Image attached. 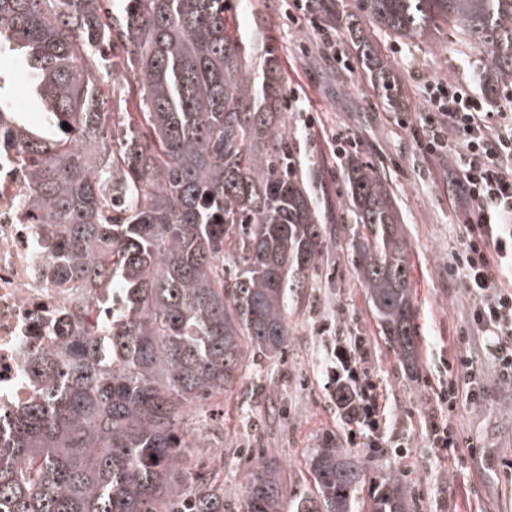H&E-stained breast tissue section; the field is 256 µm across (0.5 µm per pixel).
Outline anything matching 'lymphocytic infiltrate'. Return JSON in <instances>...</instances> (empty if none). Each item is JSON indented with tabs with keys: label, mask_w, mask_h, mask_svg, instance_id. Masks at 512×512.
I'll list each match as a JSON object with an SVG mask.
<instances>
[{
	"label": "lymphocytic infiltrate",
	"mask_w": 512,
	"mask_h": 512,
	"mask_svg": "<svg viewBox=\"0 0 512 512\" xmlns=\"http://www.w3.org/2000/svg\"><path fill=\"white\" fill-rule=\"evenodd\" d=\"M428 95L432 110L426 149L455 157L448 169V193L468 215L461 227V248L448 270L473 298L478 331L497 337L495 368L502 380L512 383V283L501 276L512 264V130L505 113L487 110L464 82L431 83ZM477 374L473 350L460 352L454 375L436 394L446 413L454 409L459 395L480 401ZM446 413L430 423L433 447L453 445Z\"/></svg>",
	"instance_id": "lymphocytic-infiltrate-1"
}]
</instances>
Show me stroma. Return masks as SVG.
Instances as JSON below:
<instances>
[{
  "mask_svg": "<svg viewBox=\"0 0 512 512\" xmlns=\"http://www.w3.org/2000/svg\"><path fill=\"white\" fill-rule=\"evenodd\" d=\"M293 9V0H240L238 35L252 63L271 50L279 56L288 91L296 96L281 116V128L307 169L318 208L331 212L330 225L338 234L311 288L291 307L288 320L295 336L271 365V380L260 390L243 380L188 417L187 438H204L193 461L223 481L225 498L235 502L243 496L256 450L263 449L284 460L289 493H310L308 457L328 438L365 462L356 512H369L380 483L408 470L413 473L406 482L408 512H512V384L498 378L490 359L480 362L482 401L458 398L448 415L455 447L433 448L429 428L438 412L436 386L447 379L455 354L466 348L474 323L471 299L460 279L448 273L465 221L460 205L448 197L451 161L421 146L430 110L427 87L438 79L468 81L478 53L446 24L423 40L399 41L369 29L399 74L404 108L394 112L361 66L344 69V60L355 57L345 26H334L336 39L327 43L313 24L292 23L288 14ZM338 131L355 140V155L372 164L399 202L418 326L419 362L412 372L379 335L339 231L348 217L341 203L345 158L333 141ZM340 336L364 339L367 364L388 412L381 435L401 445L404 456L352 443L360 428L341 419L326 386L330 350ZM244 405L253 412L247 428L238 424ZM471 444L479 447L480 457L470 458Z\"/></svg>",
  "mask_w": 512,
  "mask_h": 512,
  "instance_id": "35a3bbf8",
  "label": "stroma"
}]
</instances>
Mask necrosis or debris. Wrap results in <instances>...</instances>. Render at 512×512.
I'll use <instances>...</instances> for the list:
<instances>
[{
  "instance_id": "obj_1",
  "label": "necrosis or debris",
  "mask_w": 512,
  "mask_h": 512,
  "mask_svg": "<svg viewBox=\"0 0 512 512\" xmlns=\"http://www.w3.org/2000/svg\"><path fill=\"white\" fill-rule=\"evenodd\" d=\"M28 190L16 168L0 166V415L30 396V353L52 346L57 324L69 319L78 288L56 287L58 262L46 248L51 228L21 223Z\"/></svg>"
}]
</instances>
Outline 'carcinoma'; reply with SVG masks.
<instances>
[{
  "mask_svg": "<svg viewBox=\"0 0 512 512\" xmlns=\"http://www.w3.org/2000/svg\"><path fill=\"white\" fill-rule=\"evenodd\" d=\"M372 26L423 39L448 23L477 47L476 86H512V0H357ZM313 8L343 24L395 112L399 80L340 0ZM230 0H0V55L33 74L42 121L3 104L0 160L24 168L23 218L49 224L61 283L90 289L55 345L32 353V397L0 434V512H352L362 459L324 442L308 458L315 492L288 500L283 462L260 455L243 504L195 471L191 407L260 378L294 330L288 311L331 244L288 137L279 58L255 79ZM138 111L114 119L101 80ZM68 127H62V124ZM342 205L356 278L399 361L416 368L409 246L399 204L371 164H345ZM99 288L112 306L95 328ZM399 479L372 512H404Z\"/></svg>",
  "mask_w": 512,
  "mask_h": 512,
  "instance_id": "1",
  "label": "carcinoma"
}]
</instances>
